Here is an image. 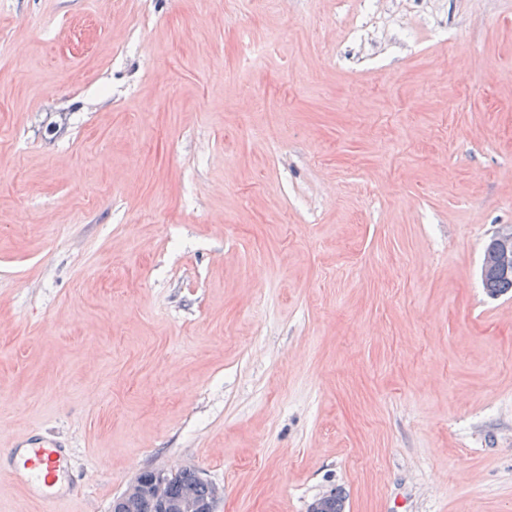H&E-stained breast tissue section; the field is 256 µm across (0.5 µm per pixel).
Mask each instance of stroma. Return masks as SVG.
I'll return each mask as SVG.
<instances>
[{
  "label": "stroma",
  "mask_w": 512,
  "mask_h": 512,
  "mask_svg": "<svg viewBox=\"0 0 512 512\" xmlns=\"http://www.w3.org/2000/svg\"><path fill=\"white\" fill-rule=\"evenodd\" d=\"M510 228L512 0H0V467L512 512ZM485 262L482 266V282L490 297L512 292V271L503 270L487 264H496L509 270L512 268V231L497 234L485 249ZM16 446L27 448L26 453L14 461L8 475L25 483L47 512H56L53 506L62 501L58 487L65 481L70 458L53 442L43 439H26Z\"/></svg>",
  "instance_id": "stroma-1"
}]
</instances>
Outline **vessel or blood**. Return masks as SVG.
<instances>
[{
	"label": "vessel or blood",
	"instance_id": "1",
	"mask_svg": "<svg viewBox=\"0 0 512 512\" xmlns=\"http://www.w3.org/2000/svg\"><path fill=\"white\" fill-rule=\"evenodd\" d=\"M23 445L26 452L15 461L9 475L25 483L32 495L50 510L62 500L58 488L67 476L70 459L47 440L27 439Z\"/></svg>",
	"mask_w": 512,
	"mask_h": 512
}]
</instances>
